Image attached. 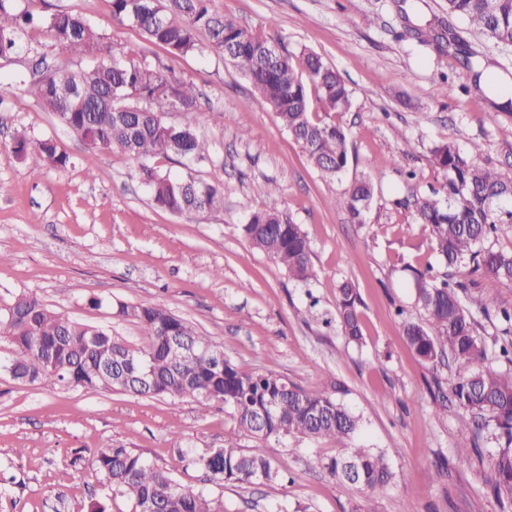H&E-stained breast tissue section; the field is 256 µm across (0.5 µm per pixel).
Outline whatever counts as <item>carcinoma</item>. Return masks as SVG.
<instances>
[{
    "instance_id": "carcinoma-1",
    "label": "carcinoma",
    "mask_w": 512,
    "mask_h": 512,
    "mask_svg": "<svg viewBox=\"0 0 512 512\" xmlns=\"http://www.w3.org/2000/svg\"><path fill=\"white\" fill-rule=\"evenodd\" d=\"M145 0H112V17L129 21L142 37L163 46L173 55H187L210 48L227 57L229 64L247 78L280 126L306 154L313 168L326 180L337 178L349 161L343 127L312 118L307 86L318 93L327 112H347L352 95L336 69L314 53L297 63L284 46L273 56L264 48L273 41L256 35L231 17H219L210 0H158L161 9L150 10ZM448 26L444 39L462 64L481 83L484 67L478 53L461 38L453 21L465 22L488 40L512 48V0H447ZM43 29L52 45L82 53L91 64L78 69L44 67L37 91L44 111L51 112L91 152L118 151L139 163L138 174L154 204L173 214L210 211L224 206L223 189L193 174H162L150 165L158 156L174 155L191 164L208 152V143L193 127H172L164 115L180 107L194 110L197 92L193 84L167 68L125 61L111 55L105 36L87 19L68 12L38 17L19 13L14 0H0V57L21 48L26 28ZM209 35V45L199 39ZM482 151L474 143L470 151L454 143L436 145L433 163L444 173L439 188L411 192L403 200L414 209V219L428 227L436 253L448 268L467 260L481 273L488 288L512 285V251L496 249L491 240L512 228V199L508 176L493 167L476 164L472 155ZM13 153L30 161L35 177L43 170L64 169L70 158L52 138L15 140ZM375 193L368 178L356 180L333 205L347 211L355 224L364 223V211ZM250 245L284 268L295 281L317 280L312 245L301 225L269 211H255L242 225ZM462 283L429 282L416 274L415 301L424 312L423 322L406 321L407 346L424 362L435 364L445 355L458 363L451 388L456 418L465 431L480 434L492 428L495 449L485 452L478 441L460 453L488 458L491 490L500 503L512 505V370L499 372L484 366L486 344L477 336L473 310L487 312L492 295L464 299ZM360 298L355 285L344 280L338 288L336 323L342 336L362 340ZM117 318L136 323L146 345L131 348L104 327L90 326L49 309L36 295L19 294L0 309V336L13 345L8 369L13 379L34 383L52 379L87 390L112 386L132 395L188 398L200 413L224 406L235 426L252 437L269 441L285 437L327 439L345 450L323 463V468L343 485H362L376 492L388 487L393 472L388 457L369 448H358L359 417L339 398V384L326 390L307 391L276 371L250 373L229 360L218 366L219 352L207 336L166 308L153 304L119 303ZM496 316L499 334L494 352L512 365V308ZM208 351L190 355L177 348L171 337ZM152 376L140 378L141 366ZM93 463L103 479L104 497L93 501L89 512H107V499H128L131 512H224V503L201 492L184 489L167 470L146 461L122 445L95 449ZM197 464L218 482L253 484L280 478L274 460L261 449L245 451L230 446L215 448Z\"/></svg>"
}]
</instances>
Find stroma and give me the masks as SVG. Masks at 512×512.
Returning a JSON list of instances; mask_svg holds the SVG:
<instances>
[{
  "label": "stroma",
  "mask_w": 512,
  "mask_h": 512,
  "mask_svg": "<svg viewBox=\"0 0 512 512\" xmlns=\"http://www.w3.org/2000/svg\"><path fill=\"white\" fill-rule=\"evenodd\" d=\"M17 11L80 15L105 36L112 54L169 67L200 92L193 112L165 119L197 128L208 142L197 177L224 187L217 211L176 215L157 208L137 164L117 151L90 153L78 136L42 109L34 84L39 60L78 65V53L50 47L27 29L22 47L0 59V308L23 292L74 320L109 327L143 345L137 324L111 317L109 303L166 307L210 337L226 359L260 373L275 368L308 391L344 384L342 401L362 421L358 446L384 451L394 477L383 492L343 488L321 463L338 455L325 440L260 442L238 431L222 407L199 413L188 399L85 390L15 381L4 370L13 348L0 337V512H87L102 493L92 449L122 445L170 471L185 488L208 492L224 512H503L485 464L469 447L453 411L443 410L453 362L432 366L406 345L396 304L414 306L410 268L451 274L471 293L484 280L470 263L447 269L425 226L401 204L409 189L443 180L431 149L453 142L483 146L480 164L512 176V113L476 90L453 53L419 43L415 29L447 21L446 0H212L215 13L255 34L282 41L295 57L317 53L352 93L350 111L315 119L348 133L341 179H323L251 83L221 55L175 57L112 18V0H15ZM224 120L210 121L213 112ZM53 138L71 157L62 170L33 178L11 145L18 136ZM411 153H402L403 140ZM397 161L382 166L389 155ZM371 176L375 199L363 223L331 206L350 183ZM272 180L276 194L255 184ZM257 210L279 212L312 241L317 281L303 285L251 247L241 232ZM351 280L360 295L362 344L338 331L336 294ZM102 299L90 306L89 297ZM262 450L288 475L256 485L208 481L196 461L212 449Z\"/></svg>",
  "instance_id": "35a3bbf8"
}]
</instances>
